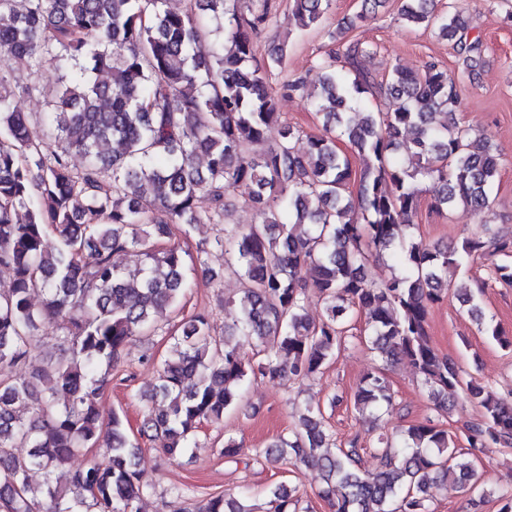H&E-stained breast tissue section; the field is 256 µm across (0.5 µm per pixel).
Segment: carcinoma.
Returning a JSON list of instances; mask_svg holds the SVG:
<instances>
[{
  "mask_svg": "<svg viewBox=\"0 0 512 512\" xmlns=\"http://www.w3.org/2000/svg\"><path fill=\"white\" fill-rule=\"evenodd\" d=\"M171 11L165 0H0V512H140L147 493L137 472L138 443L121 417L95 402L105 378L135 338L163 330L167 310L185 296L186 269L207 274L204 257L170 243L197 224H217L216 244L241 283L236 315L216 334L209 316L182 318L155 380L140 388L148 410L140 437H163L170 457L201 447L204 422L218 423L257 378L309 379L365 317L364 340L386 365L409 361L434 409L447 413L460 395L480 408L468 427L470 452L512 444V400L466 376L431 345L432 306L448 294V270L503 256L512 240L484 220L499 175L497 149L459 123V92L448 70L429 62L420 73L396 64L386 85L363 66L370 46L348 33L376 15L382 0H361L347 27L333 33L336 59L319 64V90L308 77L282 90L310 100L323 132L296 147L299 130L276 112L269 79L284 54L255 60L254 37L270 21L266 0L250 15L229 0H193ZM332 0H290L302 27L320 25ZM400 18L455 43L467 69L487 50L469 35L461 5L401 0ZM69 64L75 80L56 92L33 134L22 104L43 91L11 83L16 67L37 74ZM105 70L108 79L90 76ZM397 101L375 112L369 98ZM280 124L279 138L267 131ZM362 157L352 167L338 142ZM79 155L81 167L71 165ZM205 156V169L197 166ZM429 183L438 210L462 205L480 233L454 245L415 239L418 183ZM242 191L257 210L252 224H228ZM205 196L210 209L196 210ZM141 267H125L130 252ZM385 259L400 267L381 284L365 269ZM324 308L308 318L306 277ZM42 296L40 305L32 298ZM463 302L479 329L505 348L512 336L483 315L474 292ZM58 355L31 368L30 340L49 325ZM394 396L378 371L363 378L358 414L382 415ZM319 404L307 402L288 436L255 455L266 463L320 467L318 496L333 512H431L434 483L485 490L483 474L461 459L448 432L431 422L405 439H381L379 468L366 480L356 441L331 447ZM28 448L26 455L15 449ZM85 448L98 453L69 472L70 497L55 474ZM43 483L31 484V473ZM264 512H301L299 489L280 483ZM194 512H255L246 489L210 497Z\"/></svg>",
  "mask_w": 512,
  "mask_h": 512,
  "instance_id": "cac0c4a2",
  "label": "carcinoma"
}]
</instances>
